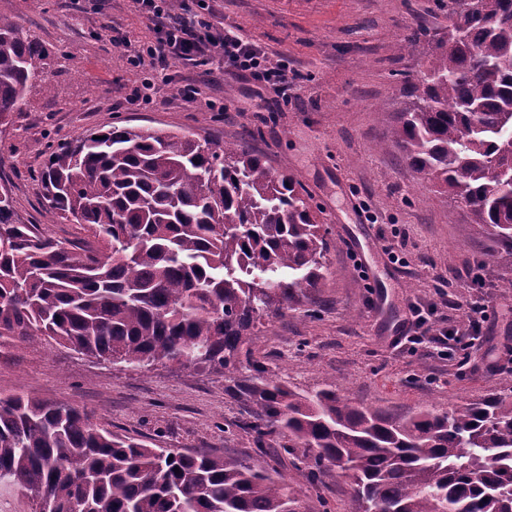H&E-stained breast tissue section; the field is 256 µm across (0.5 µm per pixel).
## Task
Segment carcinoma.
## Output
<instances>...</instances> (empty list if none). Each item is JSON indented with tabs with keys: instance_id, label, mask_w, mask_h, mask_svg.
Returning a JSON list of instances; mask_svg holds the SVG:
<instances>
[{
	"instance_id": "cac0c4a2",
	"label": "carcinoma",
	"mask_w": 512,
	"mask_h": 512,
	"mask_svg": "<svg viewBox=\"0 0 512 512\" xmlns=\"http://www.w3.org/2000/svg\"><path fill=\"white\" fill-rule=\"evenodd\" d=\"M448 13L463 38L430 42L392 137L469 208L493 261L512 254V0H448ZM47 55L0 16V126ZM39 179L49 212L88 239L66 245L19 223L0 192V337L222 374L257 450L302 456L309 482L349 479L355 512H512V395L402 415L350 401L334 380L298 392L254 358L257 324L323 280L326 233L293 176L233 142L112 125L49 146ZM1 477L35 512L301 509L274 468L150 448L32 397L0 396Z\"/></svg>"
}]
</instances>
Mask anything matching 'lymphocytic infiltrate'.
Returning <instances> with one entry per match:
<instances>
[{"instance_id": "lymphocytic-infiltrate-1", "label": "lymphocytic infiltrate", "mask_w": 512, "mask_h": 512, "mask_svg": "<svg viewBox=\"0 0 512 512\" xmlns=\"http://www.w3.org/2000/svg\"><path fill=\"white\" fill-rule=\"evenodd\" d=\"M136 9L153 33L152 40L131 50L132 66L146 74L144 89L165 78L170 60L198 64L201 57L224 60L227 66L249 76L260 85L287 96L290 85L285 65L270 60L267 54L244 40L232 29H220L210 11L184 7L182 13L171 11L172 0H133Z\"/></svg>"}]
</instances>
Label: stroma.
Instances as JSON below:
<instances>
[{
	"instance_id": "obj_1",
	"label": "stroma",
	"mask_w": 512,
	"mask_h": 512,
	"mask_svg": "<svg viewBox=\"0 0 512 512\" xmlns=\"http://www.w3.org/2000/svg\"><path fill=\"white\" fill-rule=\"evenodd\" d=\"M69 0H0V14L50 52L24 110L0 131V188L20 223L38 225L62 242L83 232L51 220L34 173L49 145L113 124L242 143L275 171L297 177L329 234L324 280L313 303L264 319L257 355L271 376L299 390L335 380L342 394L399 413L427 405L438 412L489 393L512 390V371L480 363L487 347L512 345V257L486 267L484 285L467 273L488 241L464 204L447 200L390 146L395 114L426 64L424 52L402 53L419 30L443 34L442 0H206L223 24L295 79L287 97L258 92L229 75L219 60L196 68L171 62L169 82L151 101L138 100L144 75L130 67L127 42L151 36L132 0H96L81 12ZM202 83L194 103L173 88ZM484 304L481 345L465 349L472 366L422 348H393L409 306L442 304L449 325L464 321L462 305ZM0 395L65 403L94 422L146 444L264 462L240 430L237 402L223 376L173 365L124 368L82 355L47 337L0 338ZM279 471L305 512H353L348 481L308 483L281 456Z\"/></svg>"
}]
</instances>
